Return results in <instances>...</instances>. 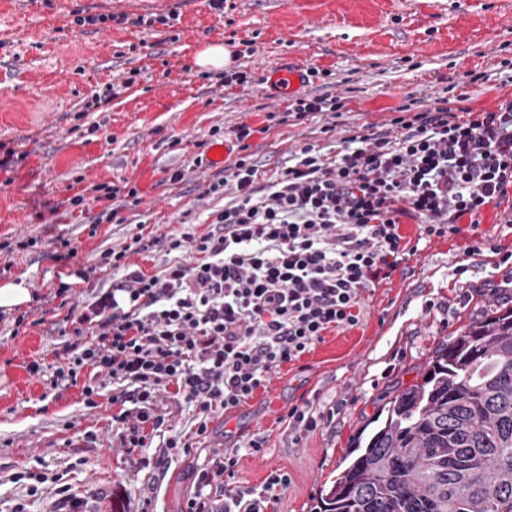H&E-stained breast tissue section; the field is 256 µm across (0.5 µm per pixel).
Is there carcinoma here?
<instances>
[{"label": "carcinoma", "instance_id": "carcinoma-1", "mask_svg": "<svg viewBox=\"0 0 512 512\" xmlns=\"http://www.w3.org/2000/svg\"><path fill=\"white\" fill-rule=\"evenodd\" d=\"M348 456L318 512H512V307L436 351Z\"/></svg>", "mask_w": 512, "mask_h": 512}]
</instances>
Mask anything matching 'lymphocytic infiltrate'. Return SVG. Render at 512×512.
Returning a JSON list of instances; mask_svg holds the SVG:
<instances>
[{
	"instance_id": "1",
	"label": "lymphocytic infiltrate",
	"mask_w": 512,
	"mask_h": 512,
	"mask_svg": "<svg viewBox=\"0 0 512 512\" xmlns=\"http://www.w3.org/2000/svg\"><path fill=\"white\" fill-rule=\"evenodd\" d=\"M401 111L389 127L342 138L337 153L299 146L266 181L254 155L237 158L207 188L232 198L205 230L136 232L103 251L98 265L116 277L83 306L59 282L54 295L69 309L55 328L67 342L51 389L78 384L90 400L112 381L126 448L150 447L162 432L164 391L193 406L195 433L206 435L214 414L246 402L326 331L358 325L365 293L415 251L403 219L416 240L466 230L481 243L483 210L512 193V100L462 117L444 99ZM145 252L161 256L159 272L128 264ZM236 464L225 452L198 470L186 512H264L288 485L273 473L262 493L225 490Z\"/></svg>"
}]
</instances>
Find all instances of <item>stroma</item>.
<instances>
[{
	"instance_id": "35a3bbf8",
	"label": "stroma",
	"mask_w": 512,
	"mask_h": 512,
	"mask_svg": "<svg viewBox=\"0 0 512 512\" xmlns=\"http://www.w3.org/2000/svg\"><path fill=\"white\" fill-rule=\"evenodd\" d=\"M130 17L178 13L173 26L79 27L75 11ZM221 44L233 53L224 73L196 55ZM288 61L317 68L304 91L344 97L336 128L278 124L287 99L265 73ZM227 70V71H228ZM483 81L462 82L467 72ZM109 103L92 105L93 94ZM444 97L453 111L493 110L512 99V0H0V286L25 281L43 295L36 324L0 322V512H53V484L33 496L20 472L60 477L86 512H185L194 472L214 454L237 451L236 485L261 488L271 472L289 484L266 512H314L325 482L344 466L352 436L398 386L419 379L435 350L471 321L512 297V264L489 250L466 253L468 236L435 239L402 271L366 292L358 326L326 332L298 361L270 373L243 405L194 433L184 403L163 397L172 431L188 452L157 465L158 448H121L112 425L111 388L88 407L81 386L48 391L32 361L53 363L63 337L57 273L85 270L74 303L112 284L100 254L122 245L132 224L155 236L195 224L224 206L207 194L216 173L197 166L221 140L238 156L237 126L273 175L299 144L329 145L349 131L383 126L412 100ZM183 181L170 182L174 171ZM125 185L141 203L128 223L102 219L108 201L94 186ZM83 197V207L73 206ZM77 249L59 256L63 241ZM464 275H455L457 266ZM312 402L316 428H289V408ZM263 449L248 452L250 440Z\"/></svg>"
}]
</instances>
